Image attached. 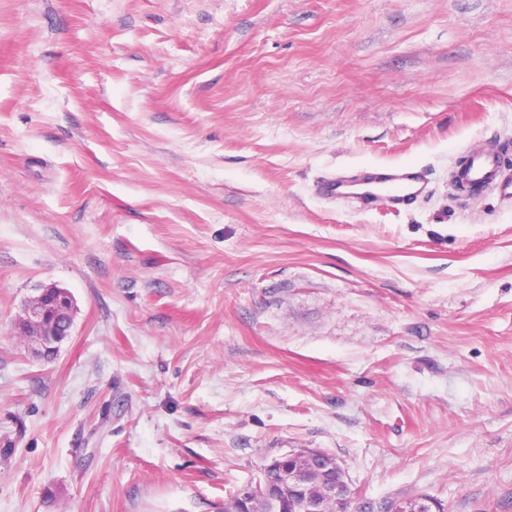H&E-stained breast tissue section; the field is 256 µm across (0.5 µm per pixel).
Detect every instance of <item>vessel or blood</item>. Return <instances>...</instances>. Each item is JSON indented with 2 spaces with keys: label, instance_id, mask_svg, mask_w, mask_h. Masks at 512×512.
I'll use <instances>...</instances> for the list:
<instances>
[{
  "label": "vessel or blood",
  "instance_id": "b4317fda",
  "mask_svg": "<svg viewBox=\"0 0 512 512\" xmlns=\"http://www.w3.org/2000/svg\"><path fill=\"white\" fill-rule=\"evenodd\" d=\"M453 181L512 198V179L504 175L500 156L491 151L466 150ZM425 189L422 172L408 166L372 168L351 176L330 178L319 185L320 193L327 198L355 197L365 201L382 198L397 212L416 201Z\"/></svg>",
  "mask_w": 512,
  "mask_h": 512
}]
</instances>
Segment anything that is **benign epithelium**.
<instances>
[{"instance_id":"1","label":"benign epithelium","mask_w":512,"mask_h":512,"mask_svg":"<svg viewBox=\"0 0 512 512\" xmlns=\"http://www.w3.org/2000/svg\"><path fill=\"white\" fill-rule=\"evenodd\" d=\"M74 302L68 291L54 285H43L24 304L23 314L15 323V331L36 343L38 356L53 358L61 343L71 335ZM336 458L320 449L288 452L263 465L256 484L240 488L224 512H245L263 489L269 512H281L285 501H292L297 512H324L323 504L336 501L344 493L340 483L327 480L323 472L336 470Z\"/></svg>"}]
</instances>
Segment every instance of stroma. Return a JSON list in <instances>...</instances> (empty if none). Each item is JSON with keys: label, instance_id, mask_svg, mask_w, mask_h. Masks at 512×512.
I'll return each mask as SVG.
<instances>
[{"label": "stroma", "instance_id": "35a3bbf8", "mask_svg": "<svg viewBox=\"0 0 512 512\" xmlns=\"http://www.w3.org/2000/svg\"><path fill=\"white\" fill-rule=\"evenodd\" d=\"M512 0H0V512H512ZM424 172L401 212L320 195ZM68 290L49 362L14 322ZM453 183L462 187L477 185L497 192L500 197L512 198V179L503 174L500 156L491 151L466 149ZM336 458L319 449L288 452L266 461L261 469V477L253 485L240 488L230 507L225 512H245L244 506L251 508L255 501L259 481L262 485L269 511L280 512L288 495L292 506L300 512H324L323 504L336 502L344 493L336 480H327L324 471L338 469ZM319 487V495L315 494Z\"/></svg>", "mask_w": 512, "mask_h": 512}]
</instances>
